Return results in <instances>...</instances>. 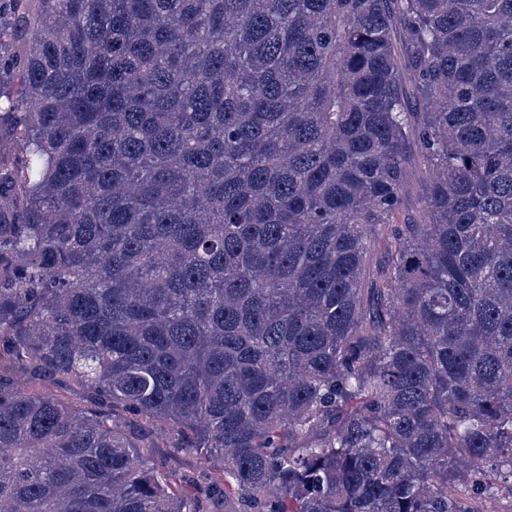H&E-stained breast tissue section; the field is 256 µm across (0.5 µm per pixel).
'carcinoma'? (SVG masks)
I'll return each mask as SVG.
<instances>
[{
  "mask_svg": "<svg viewBox=\"0 0 512 512\" xmlns=\"http://www.w3.org/2000/svg\"><path fill=\"white\" fill-rule=\"evenodd\" d=\"M3 12L0 512L512 496V0ZM393 35L398 53L401 58V67L403 71V94L406 107L409 112H412L415 124H420L422 122L423 116L425 115L424 112H426V104L424 99L421 98L415 90L412 71L400 41L398 28L394 29ZM407 179L401 200V218L414 223H422L425 219V206L422 200L420 185L427 172L420 155L419 147L414 139H410L407 147Z\"/></svg>",
  "mask_w": 512,
  "mask_h": 512,
  "instance_id": "obj_1",
  "label": "carcinoma"
}]
</instances>
